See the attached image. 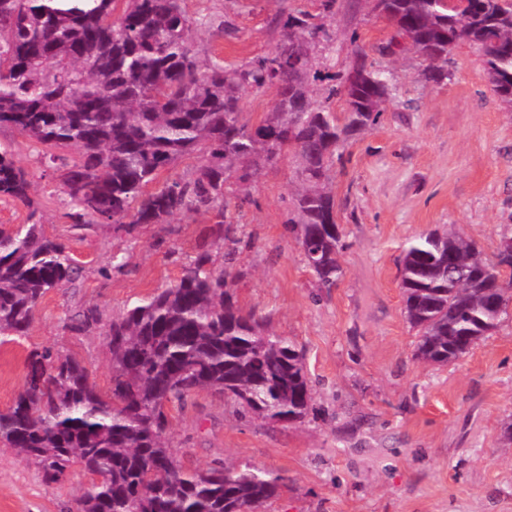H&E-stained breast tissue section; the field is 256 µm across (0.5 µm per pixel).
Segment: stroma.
<instances>
[{
	"mask_svg": "<svg viewBox=\"0 0 512 512\" xmlns=\"http://www.w3.org/2000/svg\"><path fill=\"white\" fill-rule=\"evenodd\" d=\"M191 37L207 57L243 64L273 51L282 10L321 16L331 40L320 66L331 78L319 100L345 108L342 75L355 46L378 59L396 35L367 0H183ZM396 97L333 166L332 192L344 248L343 275L318 286L287 229L297 182L290 156L254 178L247 200L228 190V215L241 226L230 293L241 308L269 316L270 329L305 356L313 389L307 416L290 424L255 417L238 402L203 391L171 410L168 443L187 469L216 461L280 476L262 512H512V312L466 355L445 365L416 356L399 286L402 248L449 224L494 256L512 236V109L492 92L478 53L466 43L448 57L450 76L429 81L408 42L384 59ZM32 183V206L0 201V224L36 217L82 266L73 288L49 292L26 336L0 344V412L19 392L25 359L53 347L76 358L103 396L112 391L105 322L176 281L184 263L210 245L225 250L200 210L169 224H74L59 170L43 148L0 128ZM126 265H112L113 254ZM89 307L104 319L72 327ZM94 478L73 465L59 484L8 448L0 449V512H72Z\"/></svg>",
	"mask_w": 512,
	"mask_h": 512,
	"instance_id": "1",
	"label": "stroma"
}]
</instances>
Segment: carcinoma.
Masks as SVG:
<instances>
[{
    "label": "carcinoma",
    "instance_id": "carcinoma-1",
    "mask_svg": "<svg viewBox=\"0 0 512 512\" xmlns=\"http://www.w3.org/2000/svg\"><path fill=\"white\" fill-rule=\"evenodd\" d=\"M86 0L68 9L53 0H0V127L55 155L77 224H168L181 214L215 212L232 245L238 225L224 221V189L236 179L249 196L253 176L292 152L298 184L288 220L320 287L343 274L336 199L329 188L336 152L376 125L395 96L389 71L367 62L360 46L351 66L364 73L345 92L339 118L317 99L330 78L317 68L316 45L328 29L306 11H283L282 39L241 66L204 59L189 35L181 0ZM428 68L460 43L482 58L495 95L512 108V0H372ZM274 86L277 103L256 126L242 121L241 92ZM200 154L194 177L148 190L179 159ZM31 182L0 144V198L31 206ZM208 249L180 277L127 307L107 324L112 397L86 368L49 348L29 353L20 391L0 412V447L34 462L46 484L79 463L99 477L76 499V512H255L282 478L223 463L188 471L166 438L167 407L209 391L275 422L303 419L312 400L303 353L243 312L229 294L230 271L210 266ZM408 321L418 355L446 364L495 330L512 301V255L485 258L454 228L423 233L400 259ZM81 267L43 224H0V337L23 336L50 291L79 280ZM102 322L96 308L74 329Z\"/></svg>",
    "mask_w": 512,
    "mask_h": 512
}]
</instances>
